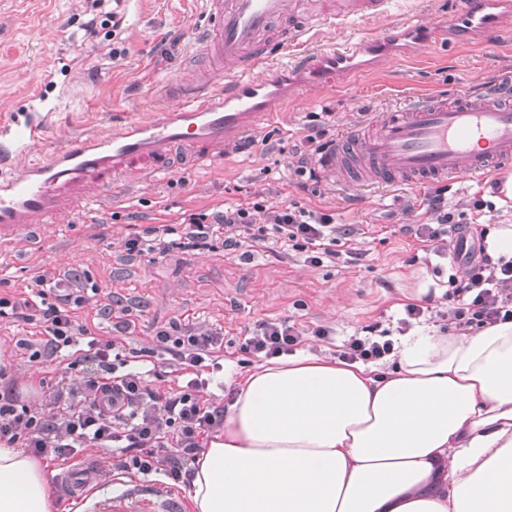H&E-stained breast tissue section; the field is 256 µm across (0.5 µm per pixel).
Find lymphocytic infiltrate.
Segmentation results:
<instances>
[{"label":"lymphocytic infiltrate","instance_id":"obj_1","mask_svg":"<svg viewBox=\"0 0 512 512\" xmlns=\"http://www.w3.org/2000/svg\"><path fill=\"white\" fill-rule=\"evenodd\" d=\"M444 194L439 188L427 195L426 220L415 232L426 250L439 255L448 252L447 225L468 223L481 240L487 234L485 218L497 211L494 201L478 197L466 218L449 209ZM339 232L333 213L262 199L219 213L184 214L178 223L127 236L123 246L128 253L148 255L218 245L234 250L248 240H270L299 252L307 265L317 266L342 259ZM35 285L34 294L23 299L0 296V320L19 319L28 312L36 316L45 340L30 346V361H58L64 369L62 375L40 380L39 411L22 403L15 388L0 393V443L63 461L73 458L77 449L92 446L111 456L115 468L142 475L161 473L177 484L190 481L205 441L224 422L223 407L201 395L202 374L218 368L224 358L222 329L173 324L155 336L156 350L167 357L164 368H157L153 352L148 351L133 363L122 343L92 335L75 318L74 308L85 301L80 288H72L64 303L56 304L48 297L58 291V282L40 275ZM449 286L446 310L440 315L445 331L512 319V260L480 253L450 276ZM331 334L326 325L308 326L289 317L263 319L247 329L239 351L264 360L291 352L311 338L328 340ZM391 349V340L382 338L373 323L345 341L340 357L371 362L383 359ZM164 375L170 377V386L155 387V379Z\"/></svg>","mask_w":512,"mask_h":512}]
</instances>
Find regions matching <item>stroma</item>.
Wrapping results in <instances>:
<instances>
[{"label": "stroma", "instance_id": "stroma-1", "mask_svg": "<svg viewBox=\"0 0 512 512\" xmlns=\"http://www.w3.org/2000/svg\"><path fill=\"white\" fill-rule=\"evenodd\" d=\"M93 14L92 0H0V122L47 79L80 87L18 167L47 158L71 134L105 131L171 101L176 83L204 76L195 51L206 0H130L111 35L88 34ZM511 78L512 40L491 54L447 40L391 53L352 82L297 92L281 116L257 129L255 146L229 149L202 169L180 167L166 177L140 178L127 191L93 194L39 241L22 236L0 247V294L27 296L39 274L64 285L78 281L86 298L76 310L79 322L136 352L154 348L163 327L199 322L223 329L224 351L234 354L249 324L288 316L331 326V341L304 349L335 357L365 325L395 329L405 304L419 302V289L448 291L454 268L423 251L415 236L424 191L394 187L360 197L291 175L288 160L304 149L311 113H319L322 140L330 144L343 127L369 114L404 111L418 95L504 91ZM258 193L335 212L355 230L352 261L308 267L298 252L284 255L268 242L245 243L244 260L220 247L130 255L122 246L128 234L174 223L183 212L220 210ZM42 339L39 325L0 321V357L10 364L0 391L14 385L35 408L39 381L54 367L29 361L22 346Z\"/></svg>", "mask_w": 512, "mask_h": 512}]
</instances>
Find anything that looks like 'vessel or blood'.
I'll use <instances>...</instances> for the list:
<instances>
[{
  "mask_svg": "<svg viewBox=\"0 0 512 512\" xmlns=\"http://www.w3.org/2000/svg\"><path fill=\"white\" fill-rule=\"evenodd\" d=\"M387 6L388 0H207L199 45L216 80L184 87L177 103L157 105L144 119L69 138L46 159L15 172L12 160L42 140L71 90L64 86L55 98L28 99L0 126V247L23 235L40 236L68 204L90 192L107 193L144 174H169L174 149L186 150L194 165L215 159L274 119L287 87H298V75H308L310 85L333 87L400 44L418 50L450 37L490 51L512 32L506 26L512 0H453L431 19L395 21L375 35L306 50L289 64L270 63L275 48L301 45L304 15L324 24L365 21ZM503 165H512V101L495 93L436 95L406 111L380 114L341 132L312 161L320 181L348 194L374 186L427 189L462 177L481 179ZM105 481L103 471L87 462L59 473L55 486L82 512H182L159 483L143 480L96 495Z\"/></svg>",
  "mask_w": 512,
  "mask_h": 512,
  "instance_id": "obj_1",
  "label": "vessel or blood"
}]
</instances>
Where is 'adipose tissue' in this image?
I'll list each match as a JSON object with an SVG mask.
<instances>
[{
    "label": "adipose tissue",
    "instance_id": "obj_1",
    "mask_svg": "<svg viewBox=\"0 0 512 512\" xmlns=\"http://www.w3.org/2000/svg\"><path fill=\"white\" fill-rule=\"evenodd\" d=\"M224 381L191 512H512V320L417 327L381 368L300 352ZM0 512H53L40 462L1 445Z\"/></svg>",
    "mask_w": 512,
    "mask_h": 512
}]
</instances>
